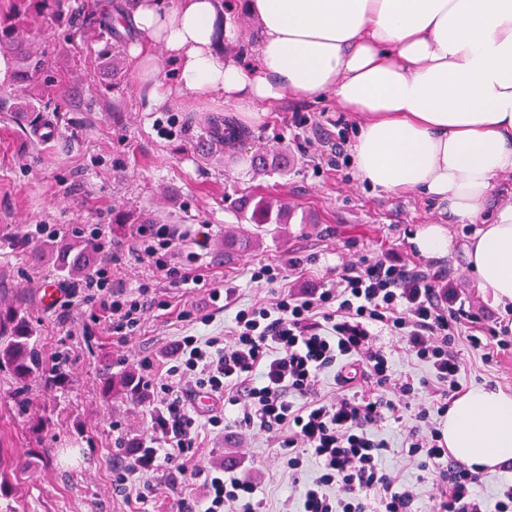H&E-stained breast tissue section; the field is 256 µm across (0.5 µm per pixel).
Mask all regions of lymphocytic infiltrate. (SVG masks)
I'll return each mask as SVG.
<instances>
[{
  "mask_svg": "<svg viewBox=\"0 0 512 512\" xmlns=\"http://www.w3.org/2000/svg\"><path fill=\"white\" fill-rule=\"evenodd\" d=\"M88 237L101 258L69 285L67 307L102 310L113 335L126 340L152 307L149 291L134 297L114 291L112 270L124 256L108 246L105 225H93ZM174 247L165 226L139 231L142 259L162 278L185 285L193 275L171 263ZM300 266L295 257L254 266L251 277L269 288V301L237 306L227 334L176 341L153 389L149 444L126 457L119 487L163 468L175 479L193 474L205 488L202 499L179 498L177 512H262L255 486L233 469L192 464L201 430L231 424L278 445L300 512H414L419 485L385 466L395 447L430 480L435 512H512V482L486 497L479 474L449 460L437 424L460 387V339L481 350L497 331L484 338L465 333L479 316L467 310L452 279L421 264L363 256L343 264L333 283L293 293L285 274ZM385 334L422 365L421 376L398 374L394 349L381 341ZM328 378L335 388L325 393ZM200 394L215 402L203 415L189 407ZM389 421L404 426L398 440L383 434Z\"/></svg>",
  "mask_w": 512,
  "mask_h": 512,
  "instance_id": "f902f5d3",
  "label": "lymphocytic infiltrate"
}]
</instances>
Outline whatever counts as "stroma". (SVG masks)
<instances>
[{
    "label": "stroma",
    "instance_id": "obj_1",
    "mask_svg": "<svg viewBox=\"0 0 512 512\" xmlns=\"http://www.w3.org/2000/svg\"><path fill=\"white\" fill-rule=\"evenodd\" d=\"M85 2L66 0L77 32L45 23L29 32L49 53L51 81L42 103L56 137L35 138L22 108L0 116V317L22 310L44 365L68 359L73 376L68 386L51 388L38 378L23 385L0 373V512H176L178 498L197 493L192 476L174 489L163 470L116 492L113 482L127 454L116 441L146 438L153 406L104 401L100 377L148 358L161 374L180 337L223 331L225 312L209 302L212 289L235 288L240 305L268 299L266 288L250 278L254 264L300 257L305 281L319 286L353 254L398 264L424 260L450 273L488 325L505 317L491 291L478 288L465 258L476 225H448L447 254L423 258L411 238L436 220L431 205L415 196L377 195L357 182L352 166L331 165L335 148H349L353 137L351 121H340L332 99L288 97L278 111L248 125V150L289 149L293 162L285 174L256 176L236 163L203 160L192 134L209 114L224 113L223 99L199 103L175 95L148 112L134 73L119 89L108 88L98 55L107 46L122 47L126 36L113 24L100 28L98 15L81 12ZM257 192L295 205L288 233L265 234L260 250L225 261L224 233L240 222L234 204ZM118 213L127 225L111 233L115 249H130L142 222L170 225L184 238L173 263L197 277L172 285L132 259L114 269V290L132 294L142 286L154 299L127 342L113 338L94 309L67 314L44 308L41 300L44 283L61 289L71 283L47 255L53 240L75 239L79 225H108ZM194 305L203 320L188 317ZM457 350L465 366L462 390L488 386L512 393V348L489 363L467 341ZM202 439L197 464L237 465L257 483L265 512H289L288 470L265 437L206 432Z\"/></svg>",
    "mask_w": 512,
    "mask_h": 512
}]
</instances>
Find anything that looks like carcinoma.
<instances>
[{
  "instance_id": "cac0c4a2",
  "label": "carcinoma",
  "mask_w": 512,
  "mask_h": 512,
  "mask_svg": "<svg viewBox=\"0 0 512 512\" xmlns=\"http://www.w3.org/2000/svg\"><path fill=\"white\" fill-rule=\"evenodd\" d=\"M13 10L0 16V56L7 63L9 81L29 93L27 111L41 112L40 94L47 83L48 53L32 42L28 29L32 23L47 19L60 26L69 23L70 13L65 10V0H13ZM225 10L239 25L242 34L251 32L252 22L240 7L238 0H224ZM99 62L112 81L120 85L124 78L125 59L111 48L99 54ZM243 140V132L230 124L221 114L207 118L201 137L197 139L202 158L235 147ZM250 168L259 175L285 173L288 157L281 149L256 151L248 158ZM240 220L253 225L254 230L239 229L224 234V257L236 252L254 250L260 246L266 225L277 224L286 229L295 215L294 207L279 196L254 194L236 204ZM51 256L57 268L70 275H82L91 270L98 253L89 242L71 244L63 242L51 246ZM6 370L20 383L43 376L46 370L40 362L37 348L32 342V328L25 315L17 311L7 320L0 321V371ZM103 395L125 399L133 404L143 399V393L130 372L105 379Z\"/></svg>"
}]
</instances>
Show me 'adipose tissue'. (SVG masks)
Instances as JSON below:
<instances>
[{"instance_id":"adipose-tissue-1","label":"adipose tissue","mask_w":512,"mask_h":512,"mask_svg":"<svg viewBox=\"0 0 512 512\" xmlns=\"http://www.w3.org/2000/svg\"><path fill=\"white\" fill-rule=\"evenodd\" d=\"M251 55L221 0H135L126 50L147 106L171 92L223 98L243 121L285 97L331 96L357 120L354 175L382 194H417L478 230L465 247L477 286L512 303V203L488 210L512 174V0H246ZM449 453L496 471L512 464V394L476 387L441 420Z\"/></svg>"}]
</instances>
